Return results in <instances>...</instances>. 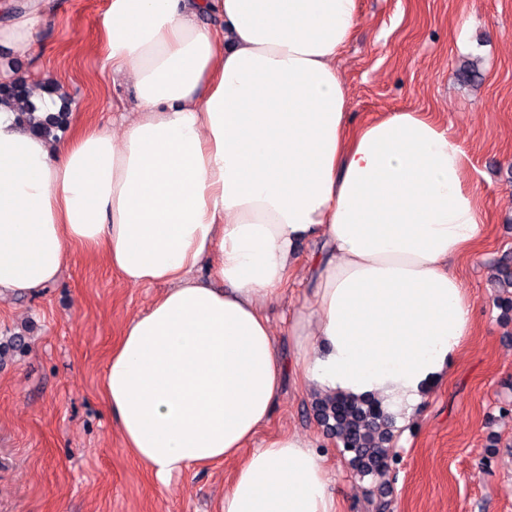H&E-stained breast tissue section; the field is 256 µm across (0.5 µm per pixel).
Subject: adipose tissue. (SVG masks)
<instances>
[{"mask_svg":"<svg viewBox=\"0 0 512 512\" xmlns=\"http://www.w3.org/2000/svg\"><path fill=\"white\" fill-rule=\"evenodd\" d=\"M50 5L28 0L0 45L27 47ZM357 20L358 0H109L104 64L135 100L117 139L35 133L66 86L0 64L27 86L0 100V288L54 282L71 246L166 284L113 346L103 403L162 486L234 464L220 512H340L316 440L252 445L287 369L263 309L301 241L323 240L287 329L304 388L411 426L473 325L454 269L484 230L464 148L416 112L352 126L336 59Z\"/></svg>","mask_w":512,"mask_h":512,"instance_id":"obj_1","label":"adipose tissue"}]
</instances>
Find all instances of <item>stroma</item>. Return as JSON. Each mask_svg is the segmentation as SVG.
Returning <instances> with one entry per match:
<instances>
[{"instance_id":"35a3bbf8","label":"stroma","mask_w":512,"mask_h":512,"mask_svg":"<svg viewBox=\"0 0 512 512\" xmlns=\"http://www.w3.org/2000/svg\"><path fill=\"white\" fill-rule=\"evenodd\" d=\"M108 0H54L29 48H0L15 69L50 70L69 87L75 118L120 132L130 80L102 69ZM482 74L469 83L463 62ZM353 125L410 111L447 125L466 151L465 182L485 226L455 270L474 325L419 424L395 436L386 512H512V320L495 299L496 266L512 260V0H359L354 39L336 61ZM164 285H132L104 256L72 246L54 283L0 291V512H217L233 467L187 470L164 487L124 448L101 400L106 360L124 325ZM305 287L291 279L266 310L284 358ZM312 393L289 374L264 446L285 431L319 440L340 512H379L372 480L314 419Z\"/></svg>"}]
</instances>
